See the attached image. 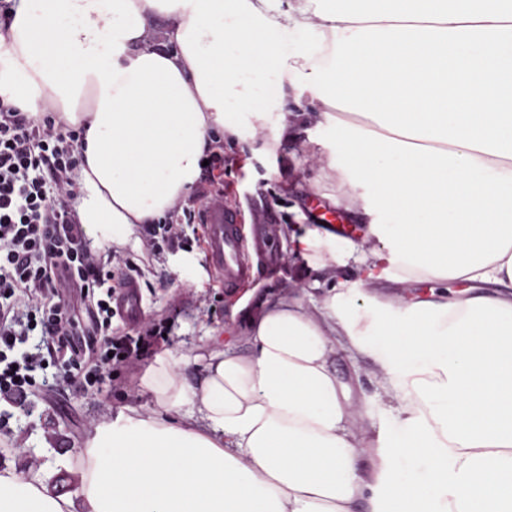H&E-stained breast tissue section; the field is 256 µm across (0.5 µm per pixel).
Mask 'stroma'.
<instances>
[{
	"mask_svg": "<svg viewBox=\"0 0 512 512\" xmlns=\"http://www.w3.org/2000/svg\"><path fill=\"white\" fill-rule=\"evenodd\" d=\"M324 135V130L312 124L289 131L272 155L262 151L260 136L250 132L224 141L225 199L238 205L246 216L256 209L266 210L282 232L284 258L277 271L261 273L230 297L217 282L202 243L192 242L193 259L188 263L182 261L181 250L166 251L141 279L140 293L143 319L170 318L173 328L167 350L174 357L205 352L216 330L222 331L225 340L245 343L247 317L260 302L271 292L311 280L307 266L294 257L287 227L320 226L335 216L350 224L348 213H337L328 200L334 182L318 165L304 160L309 138ZM186 283L191 284V293H184ZM145 367V362H138L126 377L113 380L112 394L106 400L74 387L47 392L52 373L38 372V386L23 403L0 401V469H43L61 478L58 455L76 456L94 424L116 417L128 406L150 408L149 397L139 389ZM335 368L338 379L350 387L369 419L384 424L388 407L370 376L371 360H352L340 349Z\"/></svg>",
	"mask_w": 512,
	"mask_h": 512,
	"instance_id": "35a3bbf8",
	"label": "stroma"
}]
</instances>
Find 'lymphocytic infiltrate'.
I'll use <instances>...</instances> for the list:
<instances>
[{
	"label": "lymphocytic infiltrate",
	"instance_id": "obj_1",
	"mask_svg": "<svg viewBox=\"0 0 512 512\" xmlns=\"http://www.w3.org/2000/svg\"><path fill=\"white\" fill-rule=\"evenodd\" d=\"M80 131L38 121L0 101V399H25L35 374L53 362L57 386L107 392L113 378L157 348L169 318L134 332L113 331L112 297L165 250L187 241L194 210L141 227L142 260L91 250L75 210ZM42 342L18 352L24 336Z\"/></svg>",
	"mask_w": 512,
	"mask_h": 512
}]
</instances>
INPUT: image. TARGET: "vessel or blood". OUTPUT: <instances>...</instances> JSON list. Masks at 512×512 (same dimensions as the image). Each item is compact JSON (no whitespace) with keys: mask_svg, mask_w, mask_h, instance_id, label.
<instances>
[{"mask_svg":"<svg viewBox=\"0 0 512 512\" xmlns=\"http://www.w3.org/2000/svg\"><path fill=\"white\" fill-rule=\"evenodd\" d=\"M200 222L205 226L208 262L227 294H235L253 280L259 268L279 260L276 227L262 213H253L251 224H244L235 205L215 196L202 205ZM115 306L127 318L138 317L141 298L136 282L122 286Z\"/></svg>","mask_w":512,"mask_h":512,"instance_id":"vessel-or-blood-1","label":"vessel or blood"}]
</instances>
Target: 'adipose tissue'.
<instances>
[{"instance_id": "ef3b65f1", "label": "adipose tissue", "mask_w": 512, "mask_h": 512, "mask_svg": "<svg viewBox=\"0 0 512 512\" xmlns=\"http://www.w3.org/2000/svg\"><path fill=\"white\" fill-rule=\"evenodd\" d=\"M0 98L81 131L93 247H136L244 121L268 153L326 129L307 155L365 225L356 281L334 232H292L311 289L266 298L196 381L156 356L152 408L94 426L78 493L2 469L0 512H512V0H19ZM340 347L372 358L388 427L351 403Z\"/></svg>"}]
</instances>
